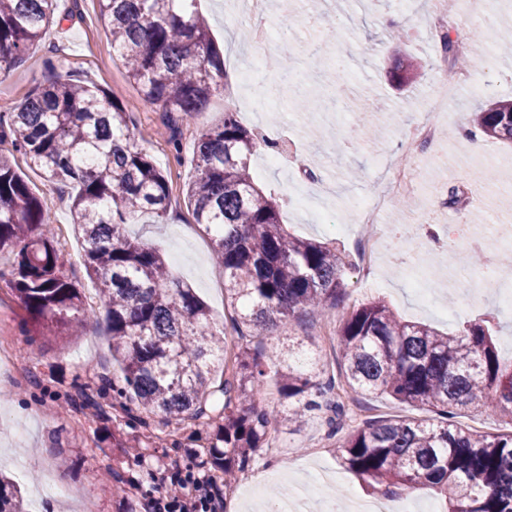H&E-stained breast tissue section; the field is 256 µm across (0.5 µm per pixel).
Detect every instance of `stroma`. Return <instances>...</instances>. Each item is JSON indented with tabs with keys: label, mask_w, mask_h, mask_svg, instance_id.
<instances>
[{
	"label": "stroma",
	"mask_w": 512,
	"mask_h": 512,
	"mask_svg": "<svg viewBox=\"0 0 512 512\" xmlns=\"http://www.w3.org/2000/svg\"><path fill=\"white\" fill-rule=\"evenodd\" d=\"M56 5L60 23L30 49L23 63L0 72V113L13 111L35 86L68 72L122 101L144 137L145 151L168 176L172 188L164 223H155L146 215L129 230L166 255L173 276L194 288L218 330L226 329L235 312L224 299V270L212 260L210 241L195 224L186 197V185L195 174L197 132L220 124L228 110L245 114V126L253 127L248 113L260 109L265 122L278 125L282 148L300 140L315 173L331 184L328 192L312 185L297 188L286 166L258 177L265 189L284 199L283 221L290 233L330 243L347 260L343 298L324 315H302L272 329L262 341L267 366L281 364L287 343L293 342L322 368L333 369L338 328L354 309L373 297L383 299L402 319L442 332L454 333L466 322L486 319L501 335L512 336V310L499 304L494 287H482L475 279L472 261L478 254L483 261L494 260L512 269V252L495 254L486 248L478 253L468 249L432 255L428 282L432 299L428 302L391 263L392 242L380 247L376 283L364 285L357 278L354 227L358 210L382 193L389 161L404 155L398 129L384 118L395 114L401 122L413 120L417 116L415 100L440 87V73L433 66L440 45L428 40L421 26L433 10L434 0H324L325 13L316 26L307 21V0H288L287 15L273 20V44L266 49L253 47L246 11L228 16L224 0H200L198 10L210 22L237 100L231 103L220 95L211 97L199 115L179 120L174 144L168 136L157 135L163 112L146 102L127 78L110 33L99 19L97 0H56ZM392 22L405 36L401 50L422 63L418 76L403 92L392 89L386 78L392 55L386 33ZM323 25L334 30L326 43L319 36ZM491 28L512 30V0H503L500 12L492 17L484 15L473 0H462L448 31L468 37L473 30ZM467 51L477 62L471 70L472 85L453 98L447 115L442 116L441 139L417 157L425 177L421 192L409 198L408 209H387L386 223L431 222L447 227L449 238L458 240L468 234L472 224L489 223L495 216L512 219V208L505 205L506 199H512V147L486 137L480 152L473 153L456 135L468 124L474 109L490 100L512 99V52L489 49L483 40L469 41ZM283 55L297 59L286 79L270 66ZM336 55L348 66L340 85L321 77ZM286 80L297 95L315 100L318 112L272 94V87ZM0 154L9 157L41 197L50 218L49 232L64 230L70 246L83 251L67 195L30 168L10 143H0ZM443 177L459 191L461 201L456 206H445L443 197L434 192L436 180ZM0 327L18 340L21 361L38 378L37 383L20 387L0 376V429L28 431L27 439L17 447L0 436V468L13 471L15 481L25 486L29 497H39L47 468L79 495L75 501L40 497V512H79L82 499L93 502L97 512H142L143 500L161 492L155 479L159 470L173 463L186 468L202 453L209 427L184 429L181 445L175 448L162 439L164 425L155 417L148 431L152 438L143 449L139 446L146 432L142 428L120 418L103 430L94 419L57 410L51 402V394L87 382L89 369L100 374L117 372L103 317L91 321L80 336H41L6 290L0 291ZM327 431L320 412L304 424L283 421L270 429V452L259 453L250 465L251 471L265 478L266 494L307 499L311 512H323L331 502L328 492L332 489L341 492L346 512H353L358 502L376 498L375 490L342 466L339 441L328 438ZM111 472L121 475V482L109 481Z\"/></svg>",
	"instance_id": "35a3bbf8"
}]
</instances>
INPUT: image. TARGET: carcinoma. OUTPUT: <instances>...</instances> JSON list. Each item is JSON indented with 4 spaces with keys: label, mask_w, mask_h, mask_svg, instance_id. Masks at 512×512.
I'll use <instances>...</instances> for the list:
<instances>
[{
    "label": "carcinoma",
    "mask_w": 512,
    "mask_h": 512,
    "mask_svg": "<svg viewBox=\"0 0 512 512\" xmlns=\"http://www.w3.org/2000/svg\"><path fill=\"white\" fill-rule=\"evenodd\" d=\"M126 76L143 98L165 112L164 124L201 112L227 80L196 0H98ZM55 0H0V71L13 68L55 22ZM419 62L394 58L389 80L404 87ZM485 136L512 144V100L474 113ZM8 139L50 183L72 185L70 210L84 245V265L106 311L112 356L122 376L101 377L114 401L104 408L81 386L60 401L108 419L119 409L144 428L205 419L214 424L209 458L224 474L243 472L268 447L278 411L261 398L267 376L254 339L308 310L344 296V263L324 242L288 232L280 205L250 172L258 141L234 112L202 129L187 198L196 224L210 236L224 268V291L242 309L232 318L240 343L224 378L222 402L212 400L210 375L225 343L191 288L171 277L159 250L133 237L126 225L170 207L164 171L140 144L128 112L106 91L59 76L32 90L0 115ZM42 200L10 160L0 155V253L10 255L8 281L44 335L75 336L95 316L67 274V259L46 230ZM337 370L286 365L279 394L299 423L316 410L327 415L328 437L344 429L354 395L391 397L437 409L435 422L364 419L338 448L341 464L374 489L395 495L417 485L439 489L444 512H512V433L481 434L463 427L470 405L512 418V365L501 363L497 336L480 323L456 334L403 320L374 301L359 306L339 329ZM0 512H28L21 489L0 474Z\"/></svg>",
    "instance_id": "cac0c4a2"
}]
</instances>
